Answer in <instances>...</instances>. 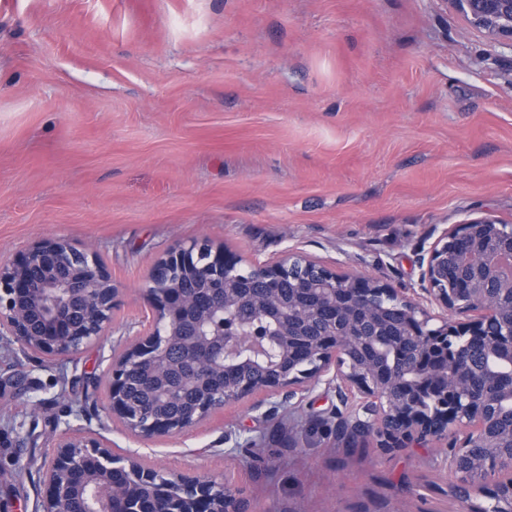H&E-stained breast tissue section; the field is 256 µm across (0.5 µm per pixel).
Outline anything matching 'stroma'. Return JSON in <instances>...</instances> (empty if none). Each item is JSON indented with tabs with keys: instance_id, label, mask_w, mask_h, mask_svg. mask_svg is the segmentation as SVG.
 <instances>
[{
	"instance_id": "1",
	"label": "stroma",
	"mask_w": 512,
	"mask_h": 512,
	"mask_svg": "<svg viewBox=\"0 0 512 512\" xmlns=\"http://www.w3.org/2000/svg\"><path fill=\"white\" fill-rule=\"evenodd\" d=\"M481 213L512 228V46L447 0H0V258L60 237L123 290L77 355L0 340V512H37L67 429L224 475L253 512H464L436 448L339 441L335 384L143 440L105 371L178 243L294 250L410 295L420 255Z\"/></svg>"
}]
</instances>
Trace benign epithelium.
Masks as SVG:
<instances>
[{
  "label": "benign epithelium",
  "instance_id": "obj_1",
  "mask_svg": "<svg viewBox=\"0 0 512 512\" xmlns=\"http://www.w3.org/2000/svg\"><path fill=\"white\" fill-rule=\"evenodd\" d=\"M470 23L512 45V0H452ZM242 258L205 242L179 243L160 258L143 291L149 308L138 339L112 356L107 375L108 411L132 435L179 434L227 405L253 399L258 410L278 398L290 402L336 371V393L352 415L337 434L375 439L387 451L427 443L456 430L460 445L446 466L461 474L480 468L489 487H468L469 501L487 496L497 512H512V448L491 432L494 415L512 410V386L476 394L472 376L512 372V229L491 214L468 218L445 231L419 258L421 290L448 310L439 326L414 298L379 280L348 276L304 256L288 253L249 266L262 291L253 299L263 322L239 315L237 284ZM208 284L199 297L181 287L183 278ZM288 288L283 305L281 288ZM120 305L119 289L100 256L59 238H45L0 262V340L47 358L72 356L97 342ZM390 310L396 349L369 328ZM148 365L158 376L184 364L187 382L224 375V368L258 367L250 376L220 381L202 396L191 420L144 416L128 400L134 368ZM44 463L45 497L39 512L63 490L57 475L81 460L97 468L77 489L84 512H134L118 470L149 491L154 512H251L241 492L213 476L163 472L136 458L116 457L90 432L59 436ZM482 448L474 457L470 449Z\"/></svg>",
  "mask_w": 512,
  "mask_h": 512
}]
</instances>
